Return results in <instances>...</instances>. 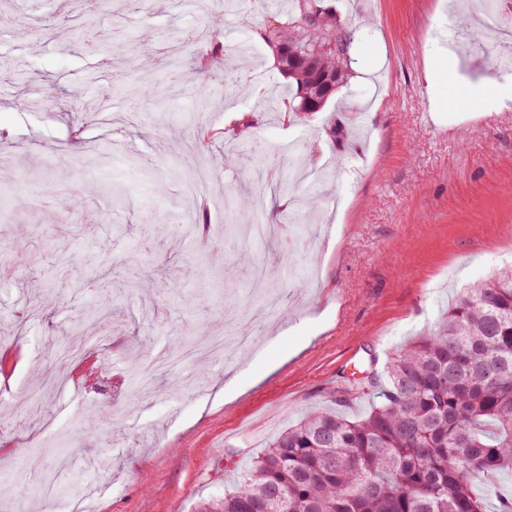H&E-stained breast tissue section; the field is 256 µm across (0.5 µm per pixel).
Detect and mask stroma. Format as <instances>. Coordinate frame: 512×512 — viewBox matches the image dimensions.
Returning <instances> with one entry per match:
<instances>
[{"label":"stroma","instance_id":"35a3bbf8","mask_svg":"<svg viewBox=\"0 0 512 512\" xmlns=\"http://www.w3.org/2000/svg\"><path fill=\"white\" fill-rule=\"evenodd\" d=\"M112 6L136 24L107 61L94 51L106 15L79 29L63 22L72 0H0V64L28 76L0 77V512H67L62 488L78 473L88 512H199L233 484L234 460L328 404L341 377L371 368L370 394L336 406L365 414L391 353L434 329L457 288L512 264V106L500 104L507 76L492 66L512 29L470 41L459 18L482 27L478 0H338L360 28L350 77L332 109L290 122L277 115L286 81L248 29L279 0H256L248 13L238 0ZM212 40L224 67L184 66L188 92L176 100L157 75L129 107L137 54L175 47L189 59ZM102 87L112 91L103 114ZM44 89L41 109H26ZM231 108L259 113L248 134L279 157L303 141L306 176L293 199L258 190L250 153L226 155L225 137L194 167L195 194L171 192L194 139L233 127ZM348 117L361 136L331 141L327 126ZM109 141L120 144L116 172L82 155ZM356 155L365 163L353 175ZM200 197L211 222L204 246L190 229ZM241 197L273 224L319 201L290 271L264 288L251 262L265 253L228 231L250 215L236 207ZM147 271L148 294L131 286ZM267 290L281 293L282 310L253 348L155 375L159 350L224 335L229 301L254 305ZM331 304L334 319L312 323ZM92 310L106 346L58 359L55 343L80 335ZM302 336L309 344L287 357ZM229 373L259 381L228 402Z\"/></svg>","mask_w":512,"mask_h":512}]
</instances>
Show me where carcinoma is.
Wrapping results in <instances>:
<instances>
[{
  "label": "carcinoma",
  "mask_w": 512,
  "mask_h": 512,
  "mask_svg": "<svg viewBox=\"0 0 512 512\" xmlns=\"http://www.w3.org/2000/svg\"><path fill=\"white\" fill-rule=\"evenodd\" d=\"M335 48L318 50L326 33ZM257 33L288 80L282 112L322 111L346 83L357 28L335 0H288ZM212 45L195 59L208 72ZM383 401L365 417L312 409L247 465L234 491L205 512H487L472 478L512 473V265L457 293L447 316L389 358ZM375 374L343 378L331 398L366 394Z\"/></svg>",
  "instance_id": "cac0c4a2"
}]
</instances>
